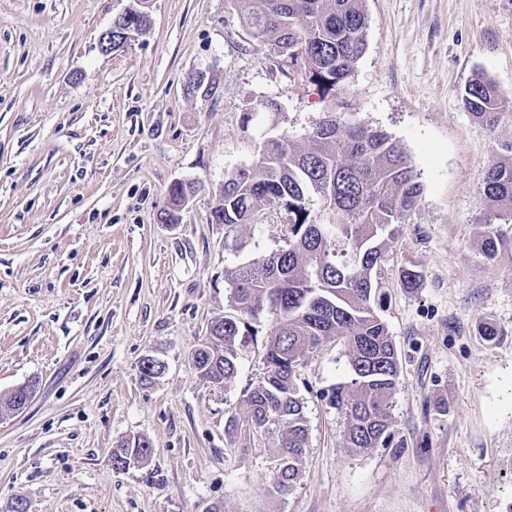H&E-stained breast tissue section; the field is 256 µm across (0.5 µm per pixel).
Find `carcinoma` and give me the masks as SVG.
Listing matches in <instances>:
<instances>
[{"label": "carcinoma", "mask_w": 512, "mask_h": 512, "mask_svg": "<svg viewBox=\"0 0 512 512\" xmlns=\"http://www.w3.org/2000/svg\"><path fill=\"white\" fill-rule=\"evenodd\" d=\"M246 30L269 43L281 67L300 70L323 98L338 100L355 63L366 48L367 16L362 0H232ZM146 12L118 16L112 39L127 28L142 30ZM463 108L494 129L512 102L495 84L475 76L461 95ZM483 177L486 215L481 239L485 258L493 260L512 244L499 228L512 224V142ZM199 191L184 182L168 188L170 207L162 220L181 221L187 196ZM316 196L320 214L307 201ZM422 198V185L403 145L381 129L348 122L336 111L324 113L299 145L288 139L265 143L260 158L224 181V199L211 207L212 223L231 232L251 223L262 206L285 212L288 247L225 272L231 311L211 322L195 350L196 371L221 388L238 371L237 342L257 334L253 323L270 321L264 347L263 377L244 399V412L227 422L231 430L273 438L277 460L273 485L289 492L299 478L309 428L296 373L306 356L328 341L340 343L349 357L350 380L331 388L327 401L344 415L347 447L363 452L391 440L393 396L400 363L397 347L378 309L384 300L382 248L396 236ZM422 272L404 266L402 288L417 287ZM164 371L152 356L140 364L151 381ZM150 443L127 438L112 450V464L124 469L132 455L146 459Z\"/></svg>", "instance_id": "1"}]
</instances>
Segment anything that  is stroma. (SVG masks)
I'll list each match as a JSON object with an SVG mask.
<instances>
[{"instance_id": "35a3bbf8", "label": "stroma", "mask_w": 512, "mask_h": 512, "mask_svg": "<svg viewBox=\"0 0 512 512\" xmlns=\"http://www.w3.org/2000/svg\"><path fill=\"white\" fill-rule=\"evenodd\" d=\"M129 3L0 0V394L37 383L0 418V512L18 497L29 512H512V251L485 259L478 222L512 116L491 132L460 102L478 74L512 101V0H363L366 50L338 106L282 71L231 0H149L145 29L102 52ZM334 107L398 140L423 186L384 247L393 437L347 448L326 400L347 356L322 344L297 375L309 446L281 495L267 440L227 430L269 323L224 388L192 354L229 309L225 270L285 247L288 226L263 207L225 232L212 194L264 141L303 143ZM177 180L200 190L165 224ZM410 265L423 277L407 291ZM482 320L503 330L496 344ZM147 355L166 365L151 384ZM132 436L152 455L113 468Z\"/></svg>"}]
</instances>
